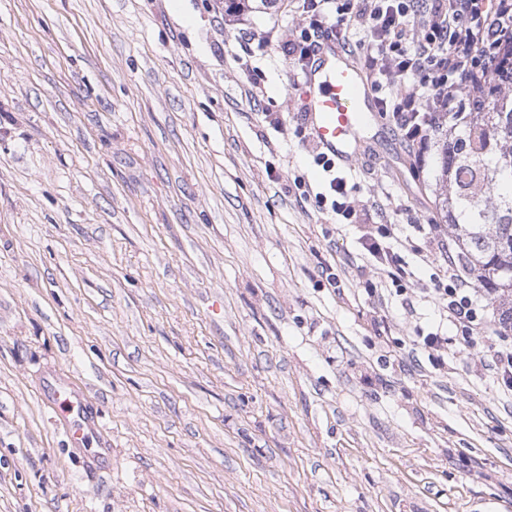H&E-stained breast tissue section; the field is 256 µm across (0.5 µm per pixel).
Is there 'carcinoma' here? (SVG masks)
<instances>
[{"mask_svg": "<svg viewBox=\"0 0 512 512\" xmlns=\"http://www.w3.org/2000/svg\"><path fill=\"white\" fill-rule=\"evenodd\" d=\"M234 12L259 11L277 0H230ZM438 206L458 243V257L477 273L496 312V330L512 334V84L470 112L462 126L448 114L431 130Z\"/></svg>", "mask_w": 512, "mask_h": 512, "instance_id": "carcinoma-1", "label": "carcinoma"}]
</instances>
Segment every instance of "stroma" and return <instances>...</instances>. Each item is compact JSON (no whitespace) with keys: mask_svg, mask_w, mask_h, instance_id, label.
I'll return each mask as SVG.
<instances>
[{"mask_svg":"<svg viewBox=\"0 0 512 512\" xmlns=\"http://www.w3.org/2000/svg\"><path fill=\"white\" fill-rule=\"evenodd\" d=\"M289 4L0 0V512H512V400L470 349L444 371L411 349L431 268L404 283L417 317L374 310L361 227L299 197L322 169L262 41ZM349 166L406 262L451 239L431 154L388 119ZM50 374L101 410L96 474Z\"/></svg>","mask_w":512,"mask_h":512,"instance_id":"35a3bbf8","label":"stroma"}]
</instances>
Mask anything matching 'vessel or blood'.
<instances>
[{
  "label": "vessel or blood",
  "instance_id": "obj_1",
  "mask_svg": "<svg viewBox=\"0 0 512 512\" xmlns=\"http://www.w3.org/2000/svg\"><path fill=\"white\" fill-rule=\"evenodd\" d=\"M303 86L313 140L338 162H349L360 128L377 110L371 85L336 39L326 38L309 60ZM42 395L60 404L62 425L72 444L82 446L86 432L101 420L84 393L53 380L45 382Z\"/></svg>",
  "mask_w": 512,
  "mask_h": 512
}]
</instances>
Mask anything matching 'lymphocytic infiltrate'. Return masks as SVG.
Instances as JSON below:
<instances>
[{"label":"lymphocytic infiltrate","mask_w":512,"mask_h":512,"mask_svg":"<svg viewBox=\"0 0 512 512\" xmlns=\"http://www.w3.org/2000/svg\"><path fill=\"white\" fill-rule=\"evenodd\" d=\"M299 25L289 37L265 33L266 42L281 44L301 82L317 39L325 34L354 42L368 72L380 112L411 145L425 149L429 113L461 116L482 111L484 93L497 91L492 76L512 43V0H292ZM314 160L331 178L326 190L305 186L303 199L350 222L378 214L377 204H362L347 177L323 154ZM363 264L374 266L379 286L367 294L383 305L386 282H400L408 265L399 253L404 242L395 224H378L358 239ZM417 262L435 267L431 303L438 313L430 328L416 327L414 346L437 354V366L448 363L450 347L473 346L484 337L474 365L494 372L504 391L512 393V336H487V308L479 289L463 278L447 242L435 240L431 250L417 252Z\"/></svg>","instance_id":"f902f5d3"}]
</instances>
